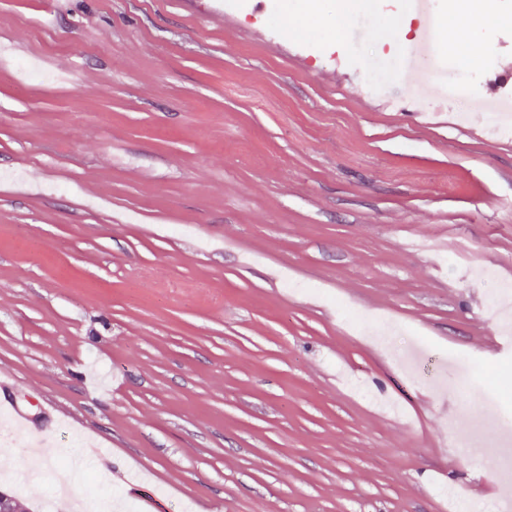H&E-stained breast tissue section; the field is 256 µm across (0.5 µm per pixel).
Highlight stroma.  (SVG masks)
I'll list each match as a JSON object with an SVG mask.
<instances>
[{
	"instance_id": "stroma-1",
	"label": "stroma",
	"mask_w": 512,
	"mask_h": 512,
	"mask_svg": "<svg viewBox=\"0 0 512 512\" xmlns=\"http://www.w3.org/2000/svg\"><path fill=\"white\" fill-rule=\"evenodd\" d=\"M470 2L460 117L391 78L411 0H0V374L74 414V499L494 512L512 0ZM29 440L0 487L50 512ZM461 61L462 60H458L456 53L453 51L448 52V68L457 71V77L459 79V88L457 93L448 99L451 106H453L455 101L459 98H465L468 101L473 102L482 91L481 77L462 68Z\"/></svg>"
}]
</instances>
